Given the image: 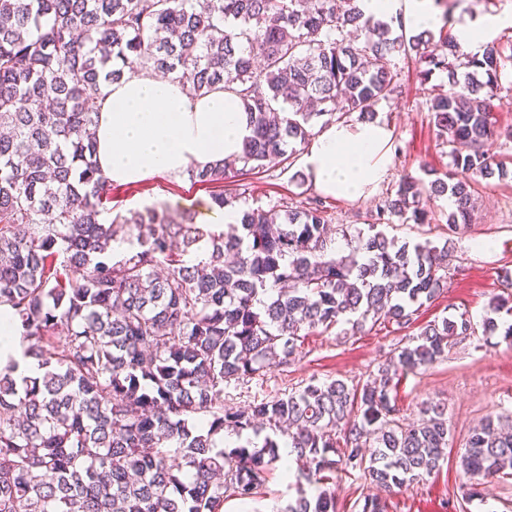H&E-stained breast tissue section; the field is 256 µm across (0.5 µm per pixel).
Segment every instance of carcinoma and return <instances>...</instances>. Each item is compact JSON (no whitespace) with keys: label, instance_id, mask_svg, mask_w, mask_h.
<instances>
[{"label":"carcinoma","instance_id":"1","mask_svg":"<svg viewBox=\"0 0 512 512\" xmlns=\"http://www.w3.org/2000/svg\"><path fill=\"white\" fill-rule=\"evenodd\" d=\"M402 56L461 86L430 104L438 135L469 152H452L446 181L402 177L375 220L410 210L427 223L428 190L454 199L453 232L470 221L472 177L503 169L488 149L489 112L512 53L471 55L429 29L408 36L357 0H0V306L23 329L24 355L44 367L20 382L13 363L0 367V512H223L228 496L254 497L281 459L277 439L252 440L267 427L288 429L296 481L315 486L286 512H337L325 481L339 471L393 492L439 469L444 408L429 403L404 425L391 393L475 332L463 314L428 325L361 385L311 380L244 409L224 405V386L292 361L303 330L406 324L440 293L448 245L377 232L338 257L319 199L249 207L220 233L189 212L114 214L89 132L102 83L136 65L194 96L235 92L252 127L239 162L260 170L289 159L315 117L372 119ZM228 177L226 167L190 175ZM121 232L130 252L117 258ZM202 241L208 258L194 264ZM501 312L512 314L506 298L484 335ZM226 431L252 437L228 452ZM461 467L471 497L511 479L512 424L487 417Z\"/></svg>","mask_w":512,"mask_h":512}]
</instances>
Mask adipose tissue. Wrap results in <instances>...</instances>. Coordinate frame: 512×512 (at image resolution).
<instances>
[{"label":"adipose tissue","instance_id":"obj_1","mask_svg":"<svg viewBox=\"0 0 512 512\" xmlns=\"http://www.w3.org/2000/svg\"><path fill=\"white\" fill-rule=\"evenodd\" d=\"M365 14L387 20L402 17L405 28L434 26L429 0H361ZM251 134L239 97L221 89L190 95L176 81L131 70L107 84L97 101L96 159L102 176L114 185H135L178 177L223 164L240 155ZM392 129L380 119L334 121L302 156L315 190L359 200L374 194L391 173ZM14 359L15 378L41 375L38 362L24 356L22 331L0 306V366Z\"/></svg>","mask_w":512,"mask_h":512}]
</instances>
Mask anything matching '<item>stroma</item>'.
<instances>
[{
    "label": "stroma",
    "mask_w": 512,
    "mask_h": 512,
    "mask_svg": "<svg viewBox=\"0 0 512 512\" xmlns=\"http://www.w3.org/2000/svg\"><path fill=\"white\" fill-rule=\"evenodd\" d=\"M448 16L449 27L470 21L480 25L495 23L491 40L501 49L512 48V0H448L436 7ZM397 88L389 99L379 101L374 110L394 134L391 174L377 192L364 200L330 198L327 211L333 225L344 226L346 238L337 239L340 254H349L347 238L369 234L364 217L376 213L393 197L402 176L427 179L444 176L453 169L451 148L437 135L429 109L433 96L448 93L447 75L434 71L424 75V65L415 59L399 58ZM306 144H299L289 160L272 161L258 171L237 177L235 186L243 201L251 205L282 200L289 206L306 205L315 197L300 165ZM505 167V176L475 178L473 218L458 233L448 231V198L424 194L420 205L430 221L414 223L406 217H390L381 230L398 241L425 240L448 248V285L433 302L425 303L410 324L367 320L362 329L340 322L323 334L303 336L295 360L289 365L267 367L259 376L224 388V402L235 408L273 398L305 386L309 380L341 379L354 384L366 381L379 366L387 363L397 347L419 336L424 328L443 318L465 315L475 328L473 335L455 340L432 366L405 373L394 393L402 423L419 419L423 402L445 406L449 445L438 471L401 492L385 497L386 512H512V479L492 481L482 487L477 498H467L460 456L471 429L487 416L512 420V336L483 335L482 323L490 314L493 296L502 294L504 271L512 272V140L501 137L494 146ZM212 186L188 178L163 177L131 186H115L112 209L116 212L157 205L172 215L194 212L203 218L211 201ZM332 487L338 512H361L365 498L380 495L360 471L337 473ZM296 495L294 478L281 468L270 471L263 487L250 499L229 497L224 512H283Z\"/></svg>",
    "instance_id": "stroma-1"
}]
</instances>
